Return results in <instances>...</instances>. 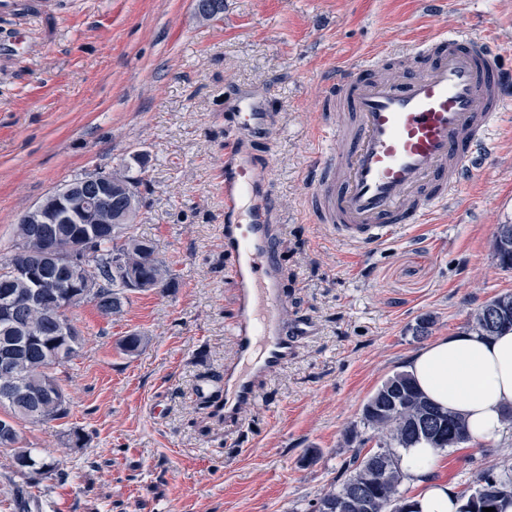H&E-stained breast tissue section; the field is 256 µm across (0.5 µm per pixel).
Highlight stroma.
Wrapping results in <instances>:
<instances>
[{
  "label": "stroma",
  "instance_id": "stroma-1",
  "mask_svg": "<svg viewBox=\"0 0 512 512\" xmlns=\"http://www.w3.org/2000/svg\"><path fill=\"white\" fill-rule=\"evenodd\" d=\"M13 32L22 45L0 50V258L26 209L139 153L149 190L138 231L178 285L132 294L118 317L73 309L85 343L57 370L68 414L22 426L25 447L69 477L39 480L20 508L0 449V512H308L341 479L368 396L512 293L492 249L496 226L512 224V109L458 201L372 251L304 212L322 79L455 32L499 40L512 68V0H224L214 21L196 18L194 0H20L0 12V35ZM244 87L272 101V146L254 160L273 174L283 321L312 331L227 425L211 407L235 356L220 175L224 100ZM132 332L147 342L130 355L118 342ZM511 464L512 432L488 454L448 449L434 476L458 492L478 469Z\"/></svg>",
  "mask_w": 512,
  "mask_h": 512
}]
</instances>
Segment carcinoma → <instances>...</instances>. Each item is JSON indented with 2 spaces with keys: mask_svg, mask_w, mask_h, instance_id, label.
<instances>
[{
  "mask_svg": "<svg viewBox=\"0 0 512 512\" xmlns=\"http://www.w3.org/2000/svg\"><path fill=\"white\" fill-rule=\"evenodd\" d=\"M113 172L112 195L106 197L104 206L114 213L128 214L127 223L113 226L110 235L103 229L98 231L99 242L91 260L93 282L86 295L74 299L67 289L54 283L42 290L41 309L31 319L27 337L5 306V297L24 285L7 272L14 258L0 262V343L21 336L27 341V347L16 356L12 373L0 376V386H11V395H0V407L8 410V418H0V448L11 452L13 472L21 479L16 487L21 492L24 486L36 481L32 477L34 473L58 480L66 477L59 461H49L36 449L21 446L20 423L56 420L67 414V406L55 400L64 388L54 370L77 356L83 342L82 332L73 325L70 326L72 336L61 340L55 323L47 315L60 307L69 313L85 303L93 304L102 316L122 315L130 297L126 296L123 277L111 267V257L116 252L124 254L128 269L140 280L138 291L164 293L177 286L176 274L159 256L155 243L137 231V217L143 203L141 191H136L135 207H130L129 197L123 190L129 175L119 168ZM502 300L507 304L506 320L490 329V335L512 330V293L497 297V301ZM144 342L145 336L132 332L120 340V347L125 353L134 354ZM436 412L444 418L439 439L421 427L427 414ZM361 419L364 427L377 435V449L385 461L360 458L366 440L356 429H350L348 443L355 444V449L345 467L347 475L338 486L319 497L310 512H336L338 502L343 504V512H408L401 490L402 451L417 445L444 451L470 441L465 419L428 400L405 371L387 378L375 390L362 407ZM458 498L462 502L459 512H482L490 507L502 512L501 503L512 502V466L505 465L498 471L479 470Z\"/></svg>",
  "mask_w": 512,
  "mask_h": 512,
  "instance_id": "carcinoma-1",
  "label": "carcinoma"
}]
</instances>
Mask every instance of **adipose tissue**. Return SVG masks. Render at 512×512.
I'll return each instance as SVG.
<instances>
[{"label": "adipose tissue", "instance_id": "obj_1", "mask_svg": "<svg viewBox=\"0 0 512 512\" xmlns=\"http://www.w3.org/2000/svg\"><path fill=\"white\" fill-rule=\"evenodd\" d=\"M408 371L430 400L466 419L474 442L500 436L503 410L512 406V332L489 337L466 330L440 338L410 359ZM438 459L432 448L403 453L405 482L415 489L406 500L409 512H458L455 491L432 476Z\"/></svg>", "mask_w": 512, "mask_h": 512}]
</instances>
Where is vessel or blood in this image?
<instances>
[{
  "mask_svg": "<svg viewBox=\"0 0 512 512\" xmlns=\"http://www.w3.org/2000/svg\"><path fill=\"white\" fill-rule=\"evenodd\" d=\"M401 75L365 58L338 68L322 91L324 143L310 166L305 212L332 225L337 238L382 244L408 224L428 223L463 181L495 155L492 132L512 105V72L490 41L441 34L396 51ZM234 129L224 140V251L237 288L231 326L235 358L224 369V396L212 413L238 421L257 384L285 365L310 325L284 328L272 234L271 170L252 147L271 145L268 97L241 88L224 100Z\"/></svg>",
  "mask_w": 512,
  "mask_h": 512,
  "instance_id": "vessel-or-blood-1",
  "label": "vessel or blood"
}]
</instances>
